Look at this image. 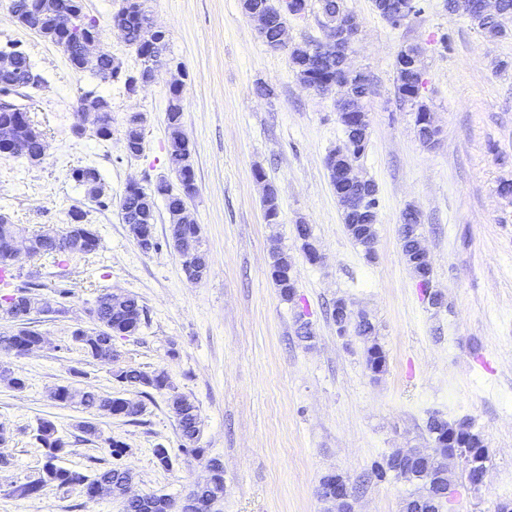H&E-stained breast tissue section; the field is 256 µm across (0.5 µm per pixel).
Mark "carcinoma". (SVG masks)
I'll use <instances>...</instances> for the list:
<instances>
[{
  "label": "carcinoma",
  "instance_id": "carcinoma-1",
  "mask_svg": "<svg viewBox=\"0 0 512 512\" xmlns=\"http://www.w3.org/2000/svg\"><path fill=\"white\" fill-rule=\"evenodd\" d=\"M52 3L54 0H10L11 13L19 24L29 21L31 8L36 3ZM252 3L262 5L272 13L273 22L268 28L266 43L271 48H276L282 43L281 36L287 25L288 15L285 14L275 0H252ZM150 19L144 7L143 0H124L120 9L112 14V24L121 27L125 31V39L128 45L134 48L136 54L144 65V72L149 73L156 69L161 60L159 53L166 51L168 38L163 33L159 37V44L145 45L140 42V31L146 20ZM477 28L488 36L497 38L506 35V29L500 20L487 22L481 19L473 20ZM65 31L54 23L53 19L44 21L42 37L54 44L66 41L65 52L74 59H79V45L75 39L64 38ZM327 41H315L306 43L312 52L316 69L312 70V78L321 80L328 78L336 70V58L327 53ZM15 71L13 77L35 90L40 85L32 82L36 70L29 56L22 50H15ZM395 96L397 102L402 105H410L415 114V127L419 140H424V131L420 127L425 119L422 107L408 99L409 87L412 85V74L406 71L400 60H395ZM184 99L182 91L174 87L170 90L168 107L166 110V125L168 130V163L171 171L179 178L195 182V172L191 162V146L185 140L179 139L183 130ZM340 123L344 127L346 142L358 151L366 150V145L360 144L361 137L357 129L353 113L337 111ZM9 129L17 138L18 149L26 154L30 161L37 160L44 150V132L33 135L32 130L39 128L33 117L28 112H0V129ZM144 130L127 123L123 150L126 156L136 158L143 152ZM71 178L81 186L87 196L99 199L91 191V187L102 181L100 172L93 166H77L71 169ZM161 185H156L151 193L145 188L127 187L121 202V216L124 223L130 226V231L140 228L150 238L151 247H143L141 251L149 253L160 247V242L155 236V197L160 194ZM166 209L170 214V239L184 235L195 238L196 250L189 258H182L185 265L190 264L204 272L208 271L209 261L204 251L199 247L200 237L197 236V227L191 223L183 222L180 213L187 209L186 197L180 194L164 196ZM263 208L267 223L277 224L280 218V209L277 195L268 193L263 199ZM70 224L60 232L36 233L30 236L31 257H40L48 260L54 272V293L58 297L56 306L60 310L67 309V303L74 296L76 283L71 279L68 269L69 260L75 256H88L96 253L101 246V238L93 230L91 225L85 223L86 212L74 208L69 213ZM343 221L350 237L357 244L366 245L369 237L376 236L375 227L367 223L363 212L357 210V206L343 209ZM420 224V217L414 213H403L400 228L401 248L404 256L416 278L427 280L431 276V268L423 261L415 258L414 240L411 235L412 226ZM16 225L0 223V266L14 268L18 259L14 256L11 239ZM293 268V262L288 254L273 252L272 269L276 276L272 277L281 298L291 301L296 296V280L288 278V270ZM32 285L25 284L17 287L12 293L0 295V317L6 321H26L34 313L44 312V308L37 307L40 303L37 294L31 291ZM114 293L107 290L101 291L95 299L90 313L97 322V327L91 331L78 329L72 332V340L79 345L85 356L92 359L106 358L112 353L113 332H121L133 326L140 329L145 320L144 306L131 295L122 296L119 303L113 302ZM354 333L365 342L364 357L366 367L375 371V361L387 362L386 354L375 337V326L366 320L354 325ZM44 343V337L36 330L21 327L8 335L0 336V352L25 355ZM115 380L124 385L141 389V394L149 398L150 391H166L170 394L169 401L176 415L181 450L186 453L201 454L204 449L196 447L199 438V413L198 406L187 397L179 394L165 371L146 372L134 367H119L113 371ZM53 399L66 405H77L88 412L89 418L80 421L76 428L86 440L100 437L99 428L94 421L97 415H112L114 413L128 419L137 421V417L145 410V403L133 401L121 397H112L102 394L92 388L78 390L70 386H59L53 392ZM35 439L44 448L46 462L42 474L35 480L25 483L16 489L21 496L38 494L41 489L54 484L63 489H77L90 500L94 499L93 491L102 485L107 486L111 492L118 495L124 492V488L131 479L130 471L125 466L123 459L128 453L125 443L112 438L105 439L104 451L110 456V467L96 473L93 476L71 470L57 464L61 455L67 448V443L57 435L55 425L48 421H42L36 429ZM207 469L209 476L203 483L196 485L195 490L203 495L213 491L224 492V467L217 458L208 460ZM412 476L408 482L420 486L421 491L406 500L403 512H437L436 495L450 488L456 472L446 459L421 458L411 465ZM129 512H177L175 500L167 495H148L141 497Z\"/></svg>",
  "mask_w": 512,
  "mask_h": 512
}]
</instances>
